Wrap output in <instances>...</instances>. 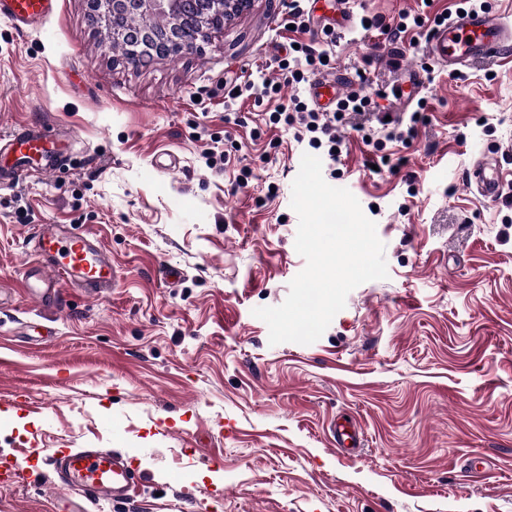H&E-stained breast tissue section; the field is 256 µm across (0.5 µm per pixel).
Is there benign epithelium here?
I'll return each instance as SVG.
<instances>
[{"mask_svg":"<svg viewBox=\"0 0 512 512\" xmlns=\"http://www.w3.org/2000/svg\"><path fill=\"white\" fill-rule=\"evenodd\" d=\"M97 24L114 44L127 43L125 60L172 57L197 49L210 31L249 8L252 0H89Z\"/></svg>","mask_w":512,"mask_h":512,"instance_id":"1","label":"benign epithelium"}]
</instances>
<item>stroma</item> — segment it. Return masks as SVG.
<instances>
[{"mask_svg":"<svg viewBox=\"0 0 512 512\" xmlns=\"http://www.w3.org/2000/svg\"><path fill=\"white\" fill-rule=\"evenodd\" d=\"M454 2L350 6L390 20ZM290 6L253 0L197 50L139 66L86 0L24 33L0 19V135L49 128L62 154L0 186V456L29 470L0 488V512H51L60 448L135 466L133 499L89 512H512V201L465 181L477 156L512 146V61L476 59L459 80L429 60L426 30L342 31L326 74L354 77L381 111L402 70L422 75L417 135L387 146L388 168L342 132L335 184L375 222L388 276L354 288L316 342L273 345L253 311L282 304L305 266L291 186L306 148L274 127L251 141L280 97L228 94L281 80ZM213 148L227 164L207 167ZM37 224L94 233L116 288L29 300ZM339 415L366 430L354 455L331 444ZM476 456L488 468L474 481Z\"/></svg>","mask_w":512,"mask_h":512,"instance_id":"obj_1","label":"stroma"}]
</instances>
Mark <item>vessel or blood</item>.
<instances>
[{
	"mask_svg": "<svg viewBox=\"0 0 512 512\" xmlns=\"http://www.w3.org/2000/svg\"><path fill=\"white\" fill-rule=\"evenodd\" d=\"M57 0H0V18L25 29L35 20L53 12ZM512 55V19L494 11L467 12L452 16L446 25L433 28L427 40L429 59L449 72L461 71L478 58ZM350 84L349 78L316 77L310 87L312 102L330 108ZM422 85L421 75L411 69L394 85L395 105L409 103ZM0 150L24 159L41 154L53 165L56 151L48 133L21 128L0 140ZM466 182L484 201L498 200L504 190L502 162L496 156H480L469 169ZM36 259L26 265L22 284L32 300L42 305L61 301L59 285L66 282L88 292L99 293L116 287L119 271L111 256L88 232L75 231L69 224H38L34 227ZM57 484L70 498L61 512H87L93 500H126L134 477L122 456L99 448H69L53 458Z\"/></svg>",
	"mask_w": 512,
	"mask_h": 512,
	"instance_id": "vessel-or-blood-1",
	"label": "vessel or blood"
}]
</instances>
